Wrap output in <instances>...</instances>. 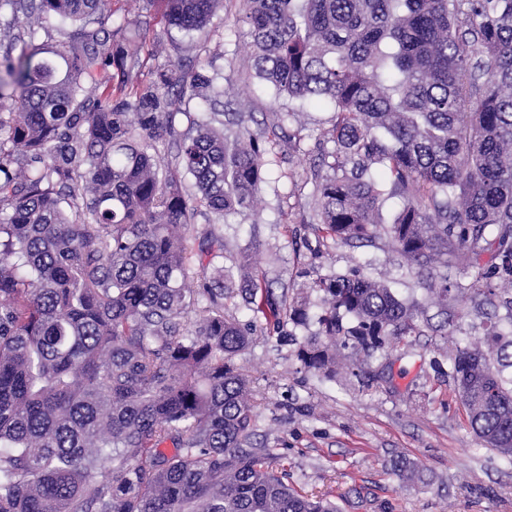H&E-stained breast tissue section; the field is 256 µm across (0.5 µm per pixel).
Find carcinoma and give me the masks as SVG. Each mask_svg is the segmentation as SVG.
Segmentation results:
<instances>
[{"mask_svg": "<svg viewBox=\"0 0 512 512\" xmlns=\"http://www.w3.org/2000/svg\"><path fill=\"white\" fill-rule=\"evenodd\" d=\"M204 28L223 0H162ZM256 76L334 112L309 223L335 244L385 236L409 263L477 273L512 319V0H241ZM112 0H0V512H336L291 488L254 443L251 382L233 362L250 328L237 295L278 318L248 255L212 263L202 217L254 206L268 148L224 138L208 59L139 76L145 39L91 27ZM38 13L80 24L53 49ZM186 118L179 128L178 116ZM176 149L170 170L159 146ZM191 175L196 193L182 186ZM401 209L385 224L384 203ZM317 332L297 359L335 374L420 308L360 274L315 275ZM512 340L472 343L448 376L474 434L512 456Z\"/></svg>", "mask_w": 512, "mask_h": 512, "instance_id": "cac0c4a2", "label": "carcinoma"}]
</instances>
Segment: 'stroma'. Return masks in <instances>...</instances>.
Returning a JSON list of instances; mask_svg holds the SVG:
<instances>
[{
  "instance_id": "obj_1",
  "label": "stroma",
  "mask_w": 512,
  "mask_h": 512,
  "mask_svg": "<svg viewBox=\"0 0 512 512\" xmlns=\"http://www.w3.org/2000/svg\"><path fill=\"white\" fill-rule=\"evenodd\" d=\"M241 9L240 0H224L190 39L167 27L160 8L143 0H120L117 14L101 19L108 31L122 16L140 25L147 46L142 74L159 62L179 63L199 45L224 82L225 111L240 113L242 127L262 133L277 113L290 110L295 120L286 130L298 123L305 128V153H294L287 138L277 139V161L255 207L213 228L196 224L194 239L216 231L229 255H252L275 298H306L314 316L320 300L306 286L308 273L354 269L426 309L416 331L394 347L369 358L337 350L336 375L327 378L296 358L297 339L315 332L316 324L273 332L263 315L227 302L226 315L252 326L250 343L235 362L258 402L255 441L285 466L289 485L331 500L337 512H512V459L474 435L448 376L460 347L486 342L490 319L504 327L512 321L472 279L451 290L447 305H438L427 285L443 281L445 268L409 266L384 239L335 245L305 224L312 176L327 171L322 159L330 146L323 133L332 112L289 99L255 76L246 29L238 22ZM407 469L415 471V480L404 479Z\"/></svg>"
}]
</instances>
